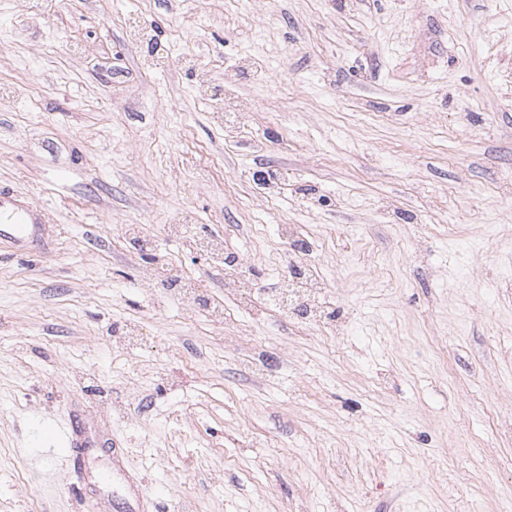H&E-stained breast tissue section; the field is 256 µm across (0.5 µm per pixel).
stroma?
<instances>
[{"label": "stroma", "instance_id": "1", "mask_svg": "<svg viewBox=\"0 0 512 512\" xmlns=\"http://www.w3.org/2000/svg\"><path fill=\"white\" fill-rule=\"evenodd\" d=\"M0 188V512H86L75 408L151 512L512 505V0H0ZM283 224L324 324L199 247ZM43 211L32 201L0 190V239L18 249L36 251L42 244Z\"/></svg>", "mask_w": 512, "mask_h": 512}]
</instances>
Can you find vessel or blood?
Listing matches in <instances>:
<instances>
[{
  "label": "vessel or blood",
  "instance_id": "obj_1",
  "mask_svg": "<svg viewBox=\"0 0 512 512\" xmlns=\"http://www.w3.org/2000/svg\"><path fill=\"white\" fill-rule=\"evenodd\" d=\"M42 222L43 211L39 206L12 192L0 190L1 240L10 241L21 250L35 251L42 244ZM59 435L70 450L74 475L83 478L86 485L103 487L121 481V489L112 494V512H147L148 500L136 480L126 475L120 454H113L111 471L100 474L91 468L90 459L100 443L81 414L70 412Z\"/></svg>",
  "mask_w": 512,
  "mask_h": 512
}]
</instances>
